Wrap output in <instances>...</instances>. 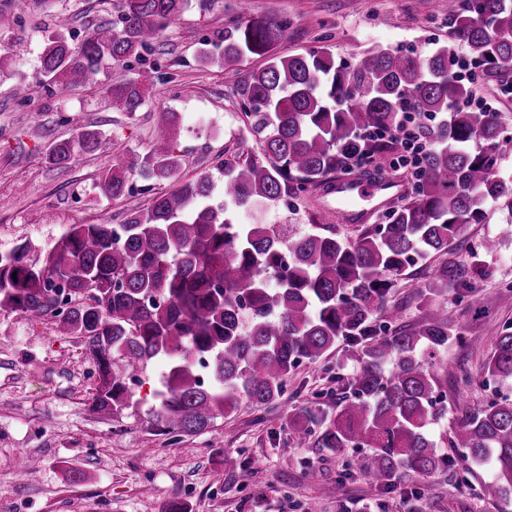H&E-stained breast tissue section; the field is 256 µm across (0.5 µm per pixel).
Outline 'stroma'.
<instances>
[{
    "mask_svg": "<svg viewBox=\"0 0 512 512\" xmlns=\"http://www.w3.org/2000/svg\"><path fill=\"white\" fill-rule=\"evenodd\" d=\"M237 13V0H192L150 57L158 79L149 101L130 114L113 108L96 84L53 96L39 87L27 104L14 97L17 76L35 81L44 35L57 17H69L66 35L77 41L118 19L113 0H29L20 23L0 31V55L7 62L0 77V250L27 242L30 261L41 262L72 225L122 223L127 212L148 207L156 195L199 172L216 171L237 152L255 150V141L242 138L245 117L236 86L262 59L246 56L231 67L198 61L232 29ZM249 14L287 19L288 36L278 47L284 55L326 46L350 65L373 45L425 56L446 43L456 56L467 55L451 41L435 0H250ZM169 112L179 116L177 177L151 184L136 179L124 197L102 196L96 188L101 171L146 156ZM83 127L100 131L98 150L68 165L49 163L47 148ZM326 199L320 190L284 199L267 219L301 232L314 212L347 243L383 221L375 212L366 223H342L323 214ZM487 237L497 241L490 253L481 247ZM441 264L470 274L449 278L429 302H414V284ZM392 302L405 327L448 307L463 336L442 353L448 411L431 428L452 462L417 493L379 489L346 471L347 459L361 456V449L333 455L291 438L288 411L315 399L335 414L341 381L356 369L345 341L292 371L281 400L241 403L208 429L176 442L155 432L144 405L159 365L140 372L136 405L117 417L96 413L88 401L96 367L81 340L59 334L50 322L0 311V512H164L173 499L187 503L190 512H498L479 494L490 468L450 452L449 445L466 405L491 401L500 391L476 375L502 327L512 322V201L488 202L483 222L467 225L447 254L408 266ZM22 456L37 459L36 472L19 467ZM74 471L81 481L71 479Z\"/></svg>",
    "mask_w": 512,
    "mask_h": 512,
    "instance_id": "obj_1",
    "label": "stroma"
}]
</instances>
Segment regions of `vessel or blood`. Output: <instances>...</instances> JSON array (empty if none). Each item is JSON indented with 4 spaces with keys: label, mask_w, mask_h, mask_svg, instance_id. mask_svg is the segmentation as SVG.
<instances>
[{
    "label": "vessel or blood",
    "mask_w": 512,
    "mask_h": 512,
    "mask_svg": "<svg viewBox=\"0 0 512 512\" xmlns=\"http://www.w3.org/2000/svg\"><path fill=\"white\" fill-rule=\"evenodd\" d=\"M402 192V184L393 178L339 176L331 182L324 208L335 212L343 223L352 224L361 221L369 210Z\"/></svg>",
    "instance_id": "b4317fda"
}]
</instances>
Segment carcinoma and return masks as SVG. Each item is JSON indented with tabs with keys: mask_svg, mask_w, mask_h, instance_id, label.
<instances>
[{
	"mask_svg": "<svg viewBox=\"0 0 512 512\" xmlns=\"http://www.w3.org/2000/svg\"><path fill=\"white\" fill-rule=\"evenodd\" d=\"M455 39L471 60L489 70L512 69V0H437ZM191 0H119L120 17L78 44L59 18L39 56L41 84L50 94L97 81L101 63L124 67L133 58L136 79L104 85L112 105L133 113L156 79L147 62L162 32ZM288 21L250 17L224 35L222 58L231 66L251 54L264 65L241 86L245 126L260 152L238 153L219 167L224 200H214L208 172L157 195L131 211L120 231L110 224H74L39 265L30 245L0 251V311L51 316L54 328L87 344L97 371L92 409L114 417L130 407L132 374L160 361L163 371L147 415L157 432L178 440L197 434L234 411L280 400L285 378L304 361L321 359L336 342L349 343L357 369L343 383L336 415L314 402L288 417L292 439L340 453L369 448L351 460L371 485H415L450 463L437 451L431 427L445 413L441 354L462 339L451 311L442 309L414 327L396 325L390 304L396 280L417 257L448 252L484 207L512 200V181L495 172L503 130L494 112H454L427 132L435 147L424 161L417 198L363 231L352 243L324 225L284 232L279 224L243 223L241 210L264 212L311 187L329 190L338 150L360 129L395 126L400 98L422 115L448 111L468 89L456 81L461 66L441 45L429 55L373 46L357 61H336L323 47L283 55L278 44ZM162 122L153 150L141 162L104 170L101 192L117 199L137 176L175 177L181 162L170 142L177 113ZM99 132L80 129L54 144L49 160L68 165L96 149ZM66 286L71 306L58 309ZM478 377L512 384V324L503 326ZM451 447L496 473L482 496L512 505V396L474 403Z\"/></svg>",
	"mask_w": 512,
	"mask_h": 512,
	"instance_id": "obj_1",
	"label": "carcinoma"
}]
</instances>
